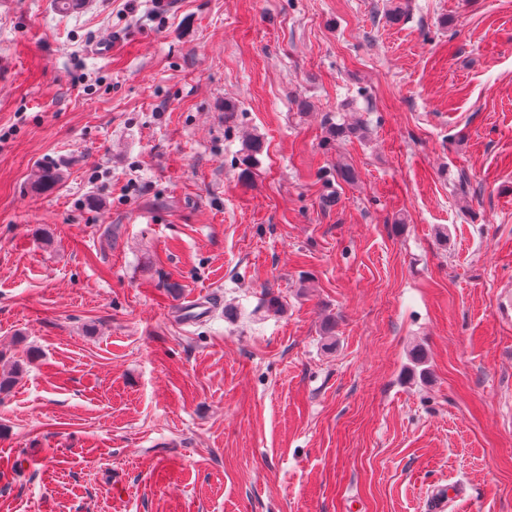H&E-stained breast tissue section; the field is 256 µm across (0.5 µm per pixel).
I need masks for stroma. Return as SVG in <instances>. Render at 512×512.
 Here are the masks:
<instances>
[{
    "label": "stroma",
    "mask_w": 512,
    "mask_h": 512,
    "mask_svg": "<svg viewBox=\"0 0 512 512\" xmlns=\"http://www.w3.org/2000/svg\"><path fill=\"white\" fill-rule=\"evenodd\" d=\"M174 2L0 6V512H512V0Z\"/></svg>",
    "instance_id": "stroma-1"
}]
</instances>
